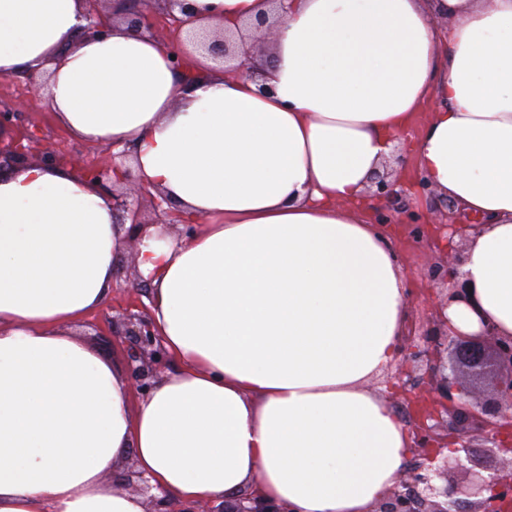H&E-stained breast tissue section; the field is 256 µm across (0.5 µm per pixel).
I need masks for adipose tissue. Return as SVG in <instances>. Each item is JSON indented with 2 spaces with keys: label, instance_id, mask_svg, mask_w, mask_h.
Here are the masks:
<instances>
[{
  "label": "adipose tissue",
  "instance_id": "ef3b65f1",
  "mask_svg": "<svg viewBox=\"0 0 512 512\" xmlns=\"http://www.w3.org/2000/svg\"><path fill=\"white\" fill-rule=\"evenodd\" d=\"M192 2L197 28L268 12ZM86 10L0 0V75L46 73L57 122L116 143L191 225L138 258L178 369L130 412L129 375L72 331L112 294L110 193L57 165L0 175V512H145L110 479L128 454L188 505L251 489L292 512H372L414 440L367 387L400 353L406 284L364 193L437 95L417 166L486 221L463 264L481 310L446 314L512 336V0H288L256 76L194 49L190 85L158 39L81 35Z\"/></svg>",
  "mask_w": 512,
  "mask_h": 512
}]
</instances>
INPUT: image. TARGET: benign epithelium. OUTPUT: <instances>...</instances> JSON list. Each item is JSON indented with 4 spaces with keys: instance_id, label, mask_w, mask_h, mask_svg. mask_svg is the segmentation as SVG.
<instances>
[{
    "instance_id": "7a95c632",
    "label": "benign epithelium",
    "mask_w": 512,
    "mask_h": 512,
    "mask_svg": "<svg viewBox=\"0 0 512 512\" xmlns=\"http://www.w3.org/2000/svg\"><path fill=\"white\" fill-rule=\"evenodd\" d=\"M178 28L191 18L190 0H157ZM180 15H175L174 10ZM121 19L132 32L149 29L154 24L151 10L143 0H125ZM191 43L203 48L225 74L237 76L253 69L251 51L243 50L232 38L219 31L202 36L188 32ZM28 152L12 146L0 151V172L27 163ZM88 181L112 193L115 223H130L128 246L139 252L144 228L139 199L147 193L142 178L124 171L123 187L112 185L114 167H82ZM376 195L394 197L396 183L375 174ZM430 277L451 285L449 297L467 304L480 313L477 298L468 283L451 265L431 268ZM434 307L433 318L444 328L439 336L407 339L403 357L388 380L395 399L411 403L418 416L414 453L420 459L416 467L403 472L393 487L377 503L374 512H509L512 509V336H501L496 326L483 322L481 332L465 334L448 324L445 308ZM131 364V387L145 394L155 383L153 363L164 355L155 331L142 314L129 313L120 333ZM451 351L453 365L446 368L438 361L442 351ZM467 371L475 381L464 389L458 370ZM475 433L484 441V449H474L468 440ZM452 449L453 454H445ZM462 473L463 480L439 487L435 480L448 481ZM188 512H289L288 507L263 501L252 494L220 507L201 502Z\"/></svg>"
}]
</instances>
